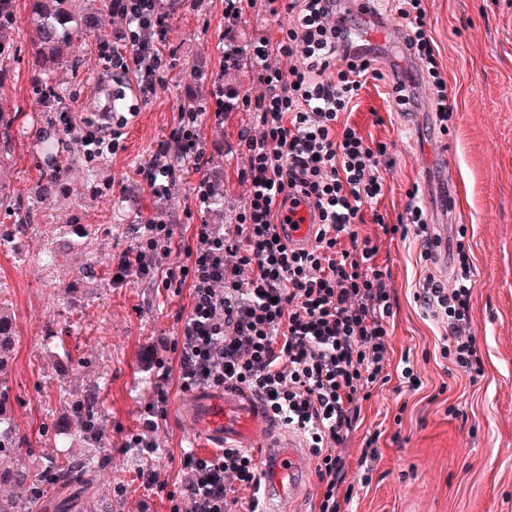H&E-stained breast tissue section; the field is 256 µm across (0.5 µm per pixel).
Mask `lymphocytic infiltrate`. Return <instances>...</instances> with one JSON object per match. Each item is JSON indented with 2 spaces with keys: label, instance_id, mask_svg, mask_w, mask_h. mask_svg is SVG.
<instances>
[{
  "label": "lymphocytic infiltrate",
  "instance_id": "lymphocytic-infiltrate-1",
  "mask_svg": "<svg viewBox=\"0 0 512 512\" xmlns=\"http://www.w3.org/2000/svg\"><path fill=\"white\" fill-rule=\"evenodd\" d=\"M278 20L277 40L250 45L251 77L263 84L259 99L244 97L261 126L241 138L250 186L236 224L219 229L195 224L137 226L132 255L122 256L114 279L165 273L164 287L185 288L189 303L169 344L170 359L155 362L153 395L140 411L141 430L123 442L154 454L152 435L165 420L170 384L189 392L227 383L259 397L279 423L302 434L318 482V512H348L352 489L344 485L346 445L358 427L364 402L390 382L414 392L421 366L403 359L391 366L387 324L395 297L377 265L375 238L360 235L365 221L389 238H415L419 258L432 262L439 246L427 224L418 190L397 223L377 210L385 144L369 145L360 131L340 126L358 91L381 72L367 45L354 41V13L340 0H262ZM409 23L403 51L425 71L439 106L440 132L453 112L448 83L428 33L423 0H394ZM176 0H112L125 18L126 50L113 65L131 74L142 98L163 82L159 74ZM201 112L180 113L169 139L140 167L149 193L166 198L180 166L200 171L206 150L199 136ZM305 197L318 227L312 244L296 250L280 235V201ZM452 284L425 274L414 300L444 326L441 358L469 378L483 376V356L472 325L475 269L470 245L452 247ZM179 494L170 512H259L261 466L245 448L210 455L185 452Z\"/></svg>",
  "mask_w": 512,
  "mask_h": 512
}]
</instances>
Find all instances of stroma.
<instances>
[{
  "mask_svg": "<svg viewBox=\"0 0 512 512\" xmlns=\"http://www.w3.org/2000/svg\"><path fill=\"white\" fill-rule=\"evenodd\" d=\"M425 7L454 110L447 133L439 131L426 74L397 57L394 40L374 43L384 78L369 81L341 120L368 142L387 146L379 210L388 223L403 213L411 187L419 188L435 227L444 193L457 194L454 218L467 232L476 268L472 316L484 374L470 381L436 350L441 331L413 299L421 270L418 241L380 239L377 262L396 296L390 344L395 355L424 361L425 386L413 394L387 388L365 405L364 427L347 444V480L356 483L363 437L377 430L381 458L369 487L358 490L354 512H512V0H425ZM27 13L28 0H17L15 59L0 72V111L13 120L11 146L0 144V216L14 209L35 214L25 232L0 244V283L9 290L5 307L15 331L0 380L7 390L0 415L11 420L19 441L15 465L31 473L60 453L103 462L90 489L56 485L38 512H60L67 497L71 512H90L93 500L97 512H168L164 493L181 484L183 453L209 451L202 443L189 446L181 430L176 415L183 393L171 391L167 419L156 433L157 454L144 455L121 441L136 431L152 395L143 370L148 348L177 335V316L189 297L164 288L161 272L114 282L113 266L133 248L135 225L147 220L235 223L247 194L239 177L247 158L237 149L238 139L256 129L243 105L215 119L211 101L200 103L207 114L200 131L209 158L204 173L224 184L223 216L195 210L200 173H177L169 197L158 202L138 168L176 126L199 75L223 76L225 44L274 39L279 28L258 5L230 28L224 0H194L177 9L160 70L164 85L140 103L139 125L122 127L117 153L75 167L67 192L38 198L31 188L41 159L24 131L63 112L79 126L97 123L94 85L122 71L102 59L96 40L75 43L76 65L62 75L65 100H45L31 58ZM397 69L412 83L414 106L406 114L397 112L393 98ZM77 218L96 231L94 254L60 241ZM90 261L98 277H80ZM88 389L96 391L100 408L95 444L64 424L70 395ZM149 469L158 473L163 492L144 486L139 473Z\"/></svg>",
  "mask_w": 512,
  "mask_h": 512,
  "instance_id": "1",
  "label": "stroma"
}]
</instances>
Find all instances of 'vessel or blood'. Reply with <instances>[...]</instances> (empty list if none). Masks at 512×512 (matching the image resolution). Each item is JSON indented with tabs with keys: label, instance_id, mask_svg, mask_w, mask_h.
Segmentation results:
<instances>
[{
	"label": "vessel or blood",
	"instance_id": "b4317fda",
	"mask_svg": "<svg viewBox=\"0 0 512 512\" xmlns=\"http://www.w3.org/2000/svg\"><path fill=\"white\" fill-rule=\"evenodd\" d=\"M283 214L292 220L287 227L292 245L306 246L314 232L308 207L288 203ZM178 410L184 434L191 442L262 453L265 504L285 501L306 484L308 473L300 441L286 434L251 393L229 384L204 387L191 392Z\"/></svg>",
	"mask_w": 512,
	"mask_h": 512
}]
</instances>
